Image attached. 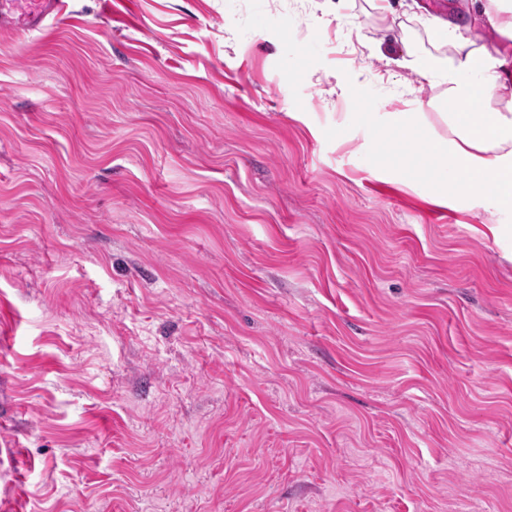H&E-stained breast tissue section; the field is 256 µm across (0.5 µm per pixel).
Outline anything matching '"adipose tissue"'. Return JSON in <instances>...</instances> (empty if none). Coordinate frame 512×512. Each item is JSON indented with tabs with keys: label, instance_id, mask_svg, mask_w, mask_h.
<instances>
[{
	"label": "adipose tissue",
	"instance_id": "obj_1",
	"mask_svg": "<svg viewBox=\"0 0 512 512\" xmlns=\"http://www.w3.org/2000/svg\"><path fill=\"white\" fill-rule=\"evenodd\" d=\"M417 65L421 77L447 83L452 107L442 115L446 133L430 132L424 141L428 179L464 183L484 210L512 212V113L484 106L512 87L507 59L494 63L488 52L471 50L451 66L432 56Z\"/></svg>",
	"mask_w": 512,
	"mask_h": 512
}]
</instances>
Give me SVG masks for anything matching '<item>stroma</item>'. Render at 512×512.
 I'll use <instances>...</instances> for the list:
<instances>
[{
  "label": "stroma",
  "mask_w": 512,
  "mask_h": 512,
  "mask_svg": "<svg viewBox=\"0 0 512 512\" xmlns=\"http://www.w3.org/2000/svg\"><path fill=\"white\" fill-rule=\"evenodd\" d=\"M66 0L0 33V512H512V214L359 120L512 54L471 0Z\"/></svg>",
  "instance_id": "1"
}]
</instances>
